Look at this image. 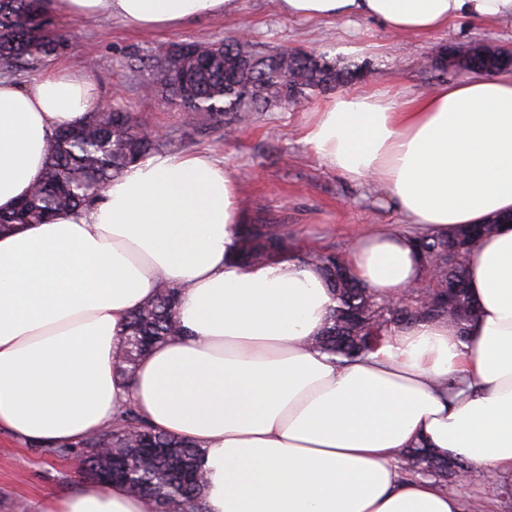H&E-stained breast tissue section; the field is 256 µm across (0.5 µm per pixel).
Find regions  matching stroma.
I'll return each instance as SVG.
<instances>
[{
	"label": "stroma",
	"mask_w": 512,
	"mask_h": 512,
	"mask_svg": "<svg viewBox=\"0 0 512 512\" xmlns=\"http://www.w3.org/2000/svg\"><path fill=\"white\" fill-rule=\"evenodd\" d=\"M54 28L74 54L49 58V65L80 64L94 81L100 107L120 106L146 123L181 138L183 153L203 152L223 163L244 188L249 222L287 226L295 243L308 240L350 250L357 233L401 218L369 182L349 181L323 165L304 135L314 109L326 96L273 107L235 134L207 115L176 107L164 94L146 95V68L139 61L161 44L213 42L247 31L264 51L282 48L327 54L342 67L361 66L364 81L337 86L335 95L392 90L408 100L437 83L426 61L446 49L481 41L512 47V21L486 23L460 18L448 28L419 36L392 34L380 22L362 17L300 20L281 13L277 0H241L236 14L190 23L177 32L134 31L108 16L81 21L54 15ZM84 480L76 451L53 454L0 433V512H40L47 495H64ZM449 492L464 504L498 500V512H512V497L500 494L480 473L446 479Z\"/></svg>",
	"instance_id": "obj_1"
}]
</instances>
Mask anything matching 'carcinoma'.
Here are the masks:
<instances>
[{"mask_svg":"<svg viewBox=\"0 0 512 512\" xmlns=\"http://www.w3.org/2000/svg\"><path fill=\"white\" fill-rule=\"evenodd\" d=\"M46 0H0V76L33 73L45 59L66 48L52 29ZM472 73H492L505 66L496 52L475 43L467 50ZM148 93L161 91L178 106L202 112L233 125H247L272 106L302 103L317 91L366 77L342 70L325 57H303L287 50L270 55L245 37L206 45L173 42L148 59ZM139 117L126 109L90 112L75 128L56 133L42 181L9 213H0V227L41 224L76 209H88L105 187L132 164L177 148L178 140L148 133ZM484 224L461 234L417 240L425 274L406 300L383 304L352 273L346 254L305 247L297 257L320 268L336 307L316 345L342 361L364 358L393 329L423 322L448 321L467 340L469 323L478 316L465 287L468 256L492 234ZM237 257L247 263L272 261L292 250L288 231L276 224H243ZM179 288L159 285L155 295L136 310L127 324L126 363L137 360L155 344L181 332L176 317ZM82 473L100 481L117 470L131 493L151 497L157 512H205L204 483L186 479L200 471L199 449L155 430L133 407L121 412V424L79 444ZM405 470L416 474L434 469L444 477L468 474L472 465L442 462L422 448L403 454Z\"/></svg>","mask_w":512,"mask_h":512,"instance_id":"1","label":"carcinoma"}]
</instances>
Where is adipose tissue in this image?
<instances>
[{"label": "adipose tissue", "instance_id": "ef3b65f1", "mask_svg": "<svg viewBox=\"0 0 512 512\" xmlns=\"http://www.w3.org/2000/svg\"><path fill=\"white\" fill-rule=\"evenodd\" d=\"M299 19L362 16L396 34L459 18L512 19V0H277ZM240 0H49L79 20L172 31ZM97 102L67 67L0 78V212L44 174L55 131ZM306 142L350 181L374 178L403 217L361 236L354 275L393 300L422 276L414 241L498 219L465 277L480 310L467 339L447 322L389 332L362 362L315 339L335 305L321 271L233 254L241 188L205 154L131 165L92 208L0 232V431L68 446L135 407L202 451L206 512H464L404 450L473 464L512 492V72L434 86L407 102L362 91L323 103ZM178 286L180 335L118 373L129 314ZM41 512H155L121 484L46 498Z\"/></svg>", "mask_w": 512, "mask_h": 512}]
</instances>
